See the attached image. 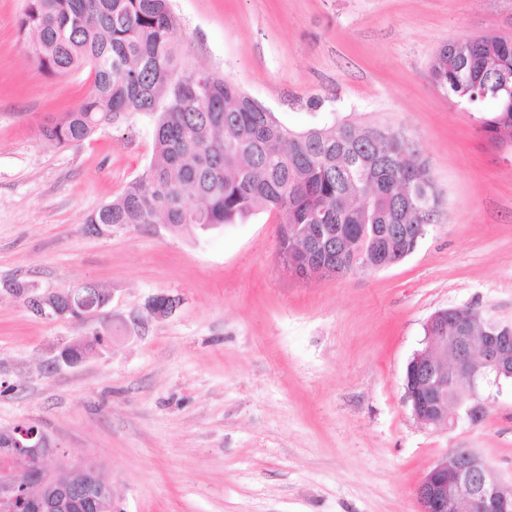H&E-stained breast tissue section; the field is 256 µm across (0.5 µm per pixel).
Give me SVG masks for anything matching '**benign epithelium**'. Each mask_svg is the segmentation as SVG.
I'll return each instance as SVG.
<instances>
[{
	"instance_id": "1",
	"label": "benign epithelium",
	"mask_w": 512,
	"mask_h": 512,
	"mask_svg": "<svg viewBox=\"0 0 512 512\" xmlns=\"http://www.w3.org/2000/svg\"><path fill=\"white\" fill-rule=\"evenodd\" d=\"M387 268L381 261L358 255L350 263L335 256L317 262L291 261L289 272L302 282L322 277L375 272ZM97 285L84 281L66 287L74 321L94 314L89 298ZM10 292L27 308L45 319L58 315V291L12 288ZM448 318L446 336H426V347L408 361L403 383L404 400L412 416L431 426H457L462 418L480 422L485 393L502 392L512 384V323L488 320L483 335H474L477 313L463 307L434 312L425 322L429 330L438 319ZM458 380L469 395L457 403L459 414L448 410V380ZM64 452L37 425L19 422L0 428V512H66L67 489L72 478ZM42 486L46 495L32 497L28 488ZM420 512H512V480L498 476L490 464L470 448H451L423 475L416 490Z\"/></svg>"
}]
</instances>
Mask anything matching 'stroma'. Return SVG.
<instances>
[{"label":"stroma","mask_w":512,"mask_h":512,"mask_svg":"<svg viewBox=\"0 0 512 512\" xmlns=\"http://www.w3.org/2000/svg\"><path fill=\"white\" fill-rule=\"evenodd\" d=\"M23 5L0 0V427L41 425L122 512H419L415 488L451 448L512 478L511 388L451 431L403 399L435 311L512 321V153L430 73L448 42L512 39V0H171L186 71L232 80L294 131L403 128L431 164L445 206L411 255L308 283L285 268L269 212L85 234L148 167L154 121L46 141L89 82L31 61ZM83 281L110 302L82 322L37 317L6 290ZM159 295L171 313L149 309ZM96 331L103 346L56 364Z\"/></svg>","instance_id":"35a3bbf8"}]
</instances>
